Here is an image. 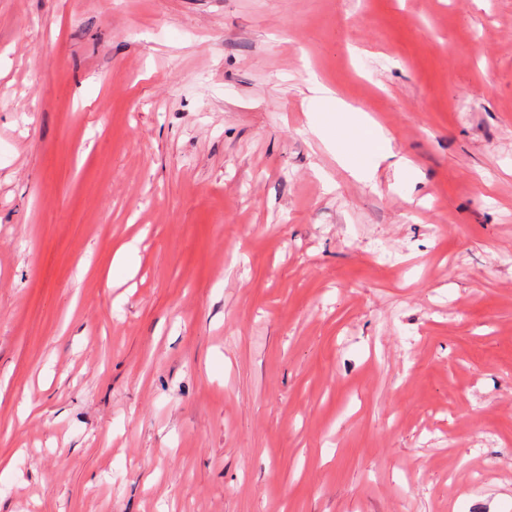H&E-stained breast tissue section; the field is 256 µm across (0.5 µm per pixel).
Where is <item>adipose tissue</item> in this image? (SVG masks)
<instances>
[{
    "label": "adipose tissue",
    "mask_w": 512,
    "mask_h": 512,
    "mask_svg": "<svg viewBox=\"0 0 512 512\" xmlns=\"http://www.w3.org/2000/svg\"><path fill=\"white\" fill-rule=\"evenodd\" d=\"M320 101L323 110L314 126L325 142H343L342 161L352 173L373 174L378 159L391 153V139L384 128L360 109L340 101L331 90H324Z\"/></svg>",
    "instance_id": "obj_1"
}]
</instances>
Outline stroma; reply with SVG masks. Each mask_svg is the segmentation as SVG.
I'll return each mask as SVG.
<instances>
[{
    "label": "stroma",
    "instance_id": "1",
    "mask_svg": "<svg viewBox=\"0 0 512 512\" xmlns=\"http://www.w3.org/2000/svg\"><path fill=\"white\" fill-rule=\"evenodd\" d=\"M10 463L0 512H512V0H0ZM314 83L322 88L324 110L314 125L315 133L328 144L344 141L340 158L352 173L373 174L378 159L393 155L390 137L367 113L344 104L320 82Z\"/></svg>",
    "mask_w": 512,
    "mask_h": 512
}]
</instances>
